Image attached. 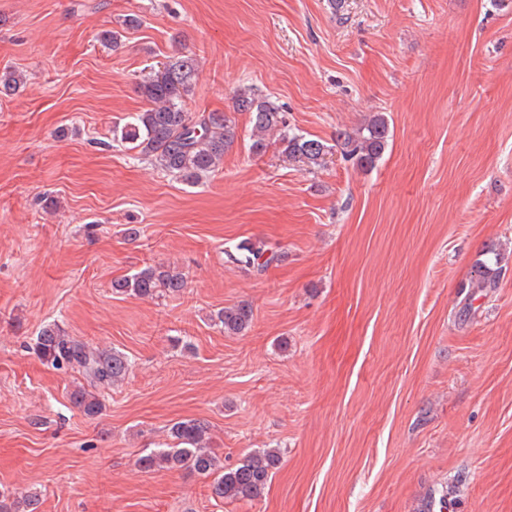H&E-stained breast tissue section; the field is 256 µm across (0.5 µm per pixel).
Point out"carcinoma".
<instances>
[{
    "instance_id": "1",
    "label": "carcinoma",
    "mask_w": 512,
    "mask_h": 512,
    "mask_svg": "<svg viewBox=\"0 0 512 512\" xmlns=\"http://www.w3.org/2000/svg\"><path fill=\"white\" fill-rule=\"evenodd\" d=\"M199 61L194 55H181L150 71L137 88L146 107L132 120L112 128V140L154 167L187 185H195L217 171L224 153L237 139L236 125L224 112L195 114L185 107L199 77ZM26 76L10 67L0 70V88L16 91L24 86ZM233 110L248 114L251 125L250 152H266L269 139L276 135L282 154L307 166H318L327 154V146L288 128L284 113L269 97L253 88H240L232 96ZM387 118L377 113L353 133L340 132L336 146L356 160L362 168H371L388 144ZM236 264L258 272L281 260V255L254 245L228 253ZM497 272L485 262L472 266L468 287L484 291L496 287ZM188 287L185 274L169 265L149 266L133 274L112 280V292L141 299H159L177 295ZM214 325L227 333L239 334L249 325L251 310L246 305L221 308L211 316ZM33 352L55 370L81 374L88 386H79L70 394L72 404L84 415L96 417L103 403L94 389L110 388L126 378L132 369L129 357L117 350L91 347L70 336L57 323L44 325L37 333ZM174 445L153 450L138 464L145 470L155 468L185 470L213 478L212 494L218 498H253L265 489L271 470L279 462L275 450H265L243 460L233 468H224L209 448L208 429L199 420H182L168 428ZM40 494L36 491H0V512H38Z\"/></svg>"
}]
</instances>
